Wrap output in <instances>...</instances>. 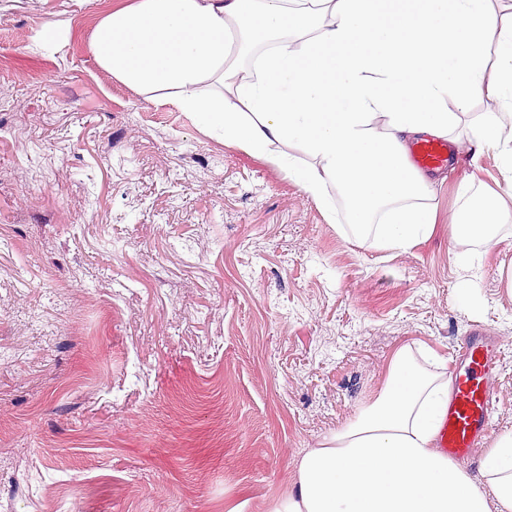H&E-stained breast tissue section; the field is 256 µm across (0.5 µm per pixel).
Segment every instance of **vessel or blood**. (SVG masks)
<instances>
[{
  "instance_id": "obj_1",
  "label": "vessel or blood",
  "mask_w": 512,
  "mask_h": 512,
  "mask_svg": "<svg viewBox=\"0 0 512 512\" xmlns=\"http://www.w3.org/2000/svg\"><path fill=\"white\" fill-rule=\"evenodd\" d=\"M453 151L448 141L424 139L412 146L411 160L417 168L434 170L446 167ZM461 344L463 354L454 390L438 421L437 446L452 458L470 456L489 436L494 395L492 369L502 354L498 341L477 326L471 328Z\"/></svg>"
}]
</instances>
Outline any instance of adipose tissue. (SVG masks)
<instances>
[{"label": "adipose tissue", "mask_w": 512, "mask_h": 512, "mask_svg": "<svg viewBox=\"0 0 512 512\" xmlns=\"http://www.w3.org/2000/svg\"><path fill=\"white\" fill-rule=\"evenodd\" d=\"M93 49L145 101L189 113L323 210L341 206L345 237L381 251L436 228L411 142L495 152L512 182V0H126ZM460 196L454 234L496 248L512 221L501 194L469 179ZM451 387L444 362L401 348L383 388L296 460L270 512H512V432L479 484L435 447Z\"/></svg>", "instance_id": "ef3b65f1"}]
</instances>
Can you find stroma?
<instances>
[{
	"label": "stroma",
	"instance_id": "35a3bbf8",
	"mask_svg": "<svg viewBox=\"0 0 512 512\" xmlns=\"http://www.w3.org/2000/svg\"><path fill=\"white\" fill-rule=\"evenodd\" d=\"M116 0H0V512H269L305 450L385 384L396 352L504 344L492 436L512 431V222L473 268L458 186L434 235L349 241L286 175L98 66ZM471 287L475 307L461 305Z\"/></svg>",
	"mask_w": 512,
	"mask_h": 512
}]
</instances>
